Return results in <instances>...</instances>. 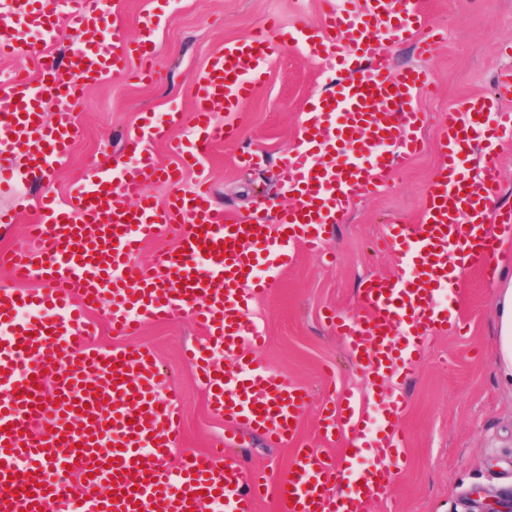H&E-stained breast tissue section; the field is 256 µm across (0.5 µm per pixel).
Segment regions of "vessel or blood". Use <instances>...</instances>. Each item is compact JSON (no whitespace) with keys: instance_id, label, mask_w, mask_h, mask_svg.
<instances>
[{"instance_id":"obj_1","label":"vessel or blood","mask_w":512,"mask_h":512,"mask_svg":"<svg viewBox=\"0 0 512 512\" xmlns=\"http://www.w3.org/2000/svg\"><path fill=\"white\" fill-rule=\"evenodd\" d=\"M322 4L319 28L302 30L301 39L345 76L332 92L313 98L298 140L281 157L291 206L271 199L252 215L228 218L207 179L189 190L178 187L183 170L211 145L238 140L235 114L283 48L272 20L246 41L226 44L196 74L191 111L172 108L162 127L145 116L120 152L86 170L65 201L49 192L17 195L18 210L36 211L30 236L39 249L2 253L0 264L39 279L45 290L0 292V512H40L52 501L77 503L78 512H191L206 499L225 512H254L271 488L283 512H367L389 493L403 453L399 399L383 406L384 429L374 436L352 395L328 397L322 438L331 442L347 430L349 450L338 456L296 449L287 474L271 486L248 473L223 440L208 455L188 453L178 466L166 465L181 421L173 401L158 397L164 374L151 351L84 342L93 333L88 314L102 308L117 336L187 312L234 360L230 371L205 349L186 354L225 432L259 430L276 445L295 439L308 393L252 355L262 335L249 306L298 249L323 252L327 225L338 223L353 201L376 194L387 173L420 149L423 114L413 99L427 75L393 70L388 56L373 53L374 40L417 37L424 58L435 45L433 27L412 0H361L354 14L333 0ZM110 15V0L92 7L86 0H11L0 15V56H27L38 65L37 75L0 82L1 178L12 177L20 154L50 179L80 136L75 109L89 84L124 76L131 55L153 57L149 37L165 15L143 14L141 37L133 42L110 25ZM67 33L75 40L61 68L49 46ZM498 98L477 97L448 111L425 208L417 223L389 225L384 237L404 258L400 271L366 280L361 315L339 325L356 363L373 378L420 358L430 338L460 334L465 321L441 307L440 290L456 287L468 269L487 279L496 272L499 242L488 227L498 186L495 150L512 139V113ZM172 130L178 163L171 167L149 142ZM474 143L482 153L471 173L466 152ZM151 183L172 186L164 205L144 196ZM132 196L140 199L133 208L126 204ZM174 224L181 227L176 248L153 269L139 265L141 244ZM21 308L39 310V319L19 320ZM369 449L375 458L366 465ZM350 478L353 488L340 493ZM102 486L108 496L98 495Z\"/></svg>"}]
</instances>
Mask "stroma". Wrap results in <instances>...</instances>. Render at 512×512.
<instances>
[{
  "label": "stroma",
  "instance_id": "1",
  "mask_svg": "<svg viewBox=\"0 0 512 512\" xmlns=\"http://www.w3.org/2000/svg\"><path fill=\"white\" fill-rule=\"evenodd\" d=\"M415 2L443 35L432 56L421 58L412 39L400 44L379 39L374 48L389 55L394 68L421 67L430 74L415 100L424 114L423 149L391 169L380 194L354 202L342 222L330 227L325 255L298 252L253 300L250 316L266 338L257 351L260 361L308 390L311 399L295 444L275 447L252 431L232 448L246 471L275 480L287 472L295 445L322 447L325 384L362 398L373 431L382 425L385 400L399 394L406 400V463L394 474L389 495L370 504L368 512H460L462 494L473 488L512 490V383L495 364L498 282L468 271L459 287L441 297L443 306L466 320L462 334L431 339L407 373L379 384L359 369L336 331L337 319L360 315L365 279L398 272L400 257L379 242L388 223L417 221L441 163L435 136L448 110L492 94L499 72L512 67V0ZM153 9L174 16L157 34L154 58L132 59L126 76L86 89L77 115L81 135L49 190L65 198L72 180L118 152L124 135L145 114L162 116L174 104L191 109L195 73L225 42L245 39L273 18L286 47L237 116L240 140L211 146L182 181L187 190L206 177L225 214H252L263 198L281 197L287 173L278 158L299 136L308 101L332 86V72L293 40L298 30L318 23L321 0H122L127 38L139 36L141 16ZM247 149L262 154L261 166L239 161ZM135 341L155 352L166 375L160 395L176 399L183 450L204 453L223 436L224 421L212 413L206 390L182 358L187 344L206 343L202 328L181 313L171 322L146 325Z\"/></svg>",
  "mask_w": 512,
  "mask_h": 512
}]
</instances>
